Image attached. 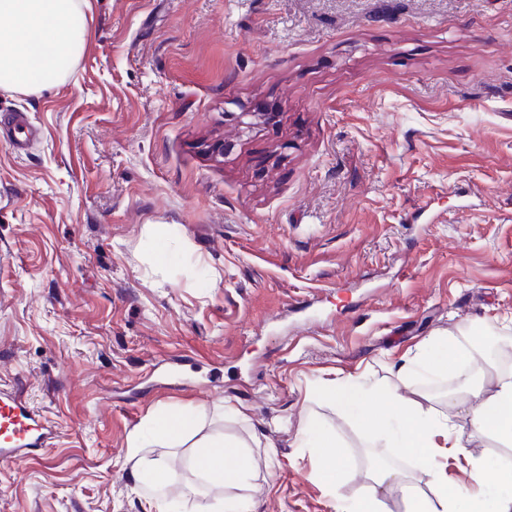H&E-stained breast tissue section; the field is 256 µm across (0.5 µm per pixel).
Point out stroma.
Segmentation results:
<instances>
[{"mask_svg": "<svg viewBox=\"0 0 512 512\" xmlns=\"http://www.w3.org/2000/svg\"><path fill=\"white\" fill-rule=\"evenodd\" d=\"M87 41L0 114L39 136L0 143V390L53 427L0 462V512H145L131 436L190 405L206 430L258 437L242 488L202 482L190 446L143 449L181 512H343L376 491L403 512L392 454L320 396L394 384L463 434L440 458L478 497L503 467L462 400L512 374V0H87ZM274 118L242 131V112ZM169 258L155 259V236ZM489 333L479 345L472 331ZM455 337L475 362L416 367ZM242 413L221 420L224 405ZM336 437L350 479L319 451ZM308 434L313 436L314 448H328L326 453H322L319 459L318 472L323 479L335 487L336 482L340 481L344 475L341 458L336 456L335 440L327 433L315 428H310Z\"/></svg>", "mask_w": 512, "mask_h": 512, "instance_id": "35a3bbf8", "label": "stroma"}]
</instances>
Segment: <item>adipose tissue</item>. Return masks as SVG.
<instances>
[{"instance_id":"ef3b65f1","label":"adipose tissue","mask_w":512,"mask_h":512,"mask_svg":"<svg viewBox=\"0 0 512 512\" xmlns=\"http://www.w3.org/2000/svg\"><path fill=\"white\" fill-rule=\"evenodd\" d=\"M84 0H0V88L37 91L56 83L82 52L85 42ZM326 395L346 416L363 428L378 430L398 418L399 454L413 457L429 477L427 489L401 487L406 512H512V471L501 473L504 491L494 505L449 488L439 468L441 449L460 448L462 434L447 420L435 419L421 402L404 400L393 389L332 383ZM471 424L476 433L495 436L512 445V375L498 378L493 394L482 386L467 391ZM145 435L132 437L131 450L162 445L168 448L193 441L190 466L205 482L222 487L245 484L254 467L246 443L224 436H200L198 416L184 408L149 417Z\"/></svg>"}]
</instances>
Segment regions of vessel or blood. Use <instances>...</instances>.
<instances>
[{
    "instance_id": "b4317fda",
    "label": "vessel or blood",
    "mask_w": 512,
    "mask_h": 512,
    "mask_svg": "<svg viewBox=\"0 0 512 512\" xmlns=\"http://www.w3.org/2000/svg\"><path fill=\"white\" fill-rule=\"evenodd\" d=\"M53 430L47 421L18 399L0 396V460L23 465L30 454L49 444Z\"/></svg>"
}]
</instances>
